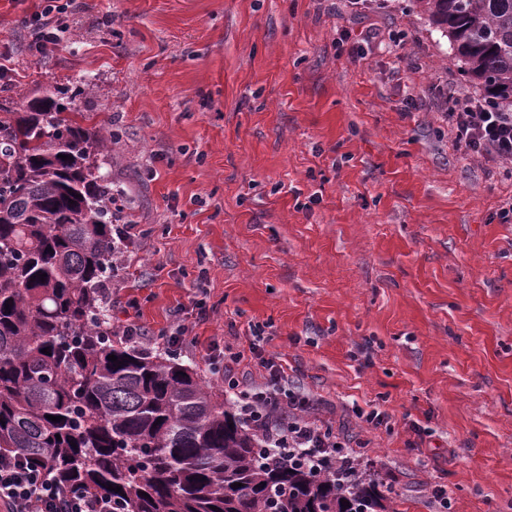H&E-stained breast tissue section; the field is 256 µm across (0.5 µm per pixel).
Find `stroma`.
<instances>
[{
    "label": "stroma",
    "mask_w": 512,
    "mask_h": 512,
    "mask_svg": "<svg viewBox=\"0 0 512 512\" xmlns=\"http://www.w3.org/2000/svg\"><path fill=\"white\" fill-rule=\"evenodd\" d=\"M37 2L0 0V101L64 91L119 133L102 171L143 235L111 313L162 354L184 310L216 390L261 328L398 512H512V179L453 150L431 92L472 85L416 0H89L42 53Z\"/></svg>",
    "instance_id": "35a3bbf8"
}]
</instances>
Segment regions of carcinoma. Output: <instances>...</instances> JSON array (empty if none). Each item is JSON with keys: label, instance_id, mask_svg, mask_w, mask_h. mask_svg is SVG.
<instances>
[{"label": "carcinoma", "instance_id": "1", "mask_svg": "<svg viewBox=\"0 0 512 512\" xmlns=\"http://www.w3.org/2000/svg\"><path fill=\"white\" fill-rule=\"evenodd\" d=\"M417 3L462 75L512 107V0ZM81 84L37 109L0 103V452L111 496L113 512H397L348 459L333 475L266 460L261 436L178 358L112 339L118 190L97 157L118 137L81 111Z\"/></svg>", "mask_w": 512, "mask_h": 512}]
</instances>
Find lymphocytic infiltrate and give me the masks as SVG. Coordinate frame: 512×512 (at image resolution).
<instances>
[{"label": "lymphocytic infiltrate", "mask_w": 512, "mask_h": 512, "mask_svg": "<svg viewBox=\"0 0 512 512\" xmlns=\"http://www.w3.org/2000/svg\"><path fill=\"white\" fill-rule=\"evenodd\" d=\"M86 7L85 0H40L26 24L33 46L41 51L56 43L59 31ZM435 90L446 107L443 117L453 146L503 171L512 170V111L461 92L449 81ZM268 368L269 379L262 385L229 379L233 404L260 433L270 458L285 450L295 461L323 468L337 445L335 436L308 419L313 407L309 397L283 386V364L272 362ZM0 512H112V499L61 483L28 458L0 454Z\"/></svg>", "instance_id": "lymphocytic-infiltrate-1"}]
</instances>
